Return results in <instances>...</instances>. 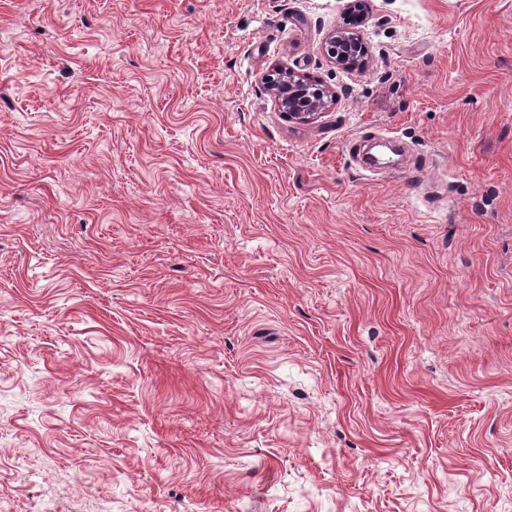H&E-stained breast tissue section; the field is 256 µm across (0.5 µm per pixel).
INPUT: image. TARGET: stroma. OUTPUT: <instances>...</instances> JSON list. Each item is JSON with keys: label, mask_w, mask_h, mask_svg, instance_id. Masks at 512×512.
Listing matches in <instances>:
<instances>
[{"label": "stroma", "mask_w": 512, "mask_h": 512, "mask_svg": "<svg viewBox=\"0 0 512 512\" xmlns=\"http://www.w3.org/2000/svg\"><path fill=\"white\" fill-rule=\"evenodd\" d=\"M348 3L0 0V512H512V0ZM274 75H277V77H274ZM263 79L275 91L278 106L283 110H288L290 117L300 121H310L321 114V112L316 111L322 108L320 104H325V92L319 91L317 96L321 97V100L318 102L312 100L310 109L304 108L302 105L309 102L310 98L302 96L304 91L301 90V85L298 84L291 70H286L284 73L267 74ZM287 88L290 91L287 94L282 93Z\"/></svg>", "instance_id": "35a3bbf8"}]
</instances>
